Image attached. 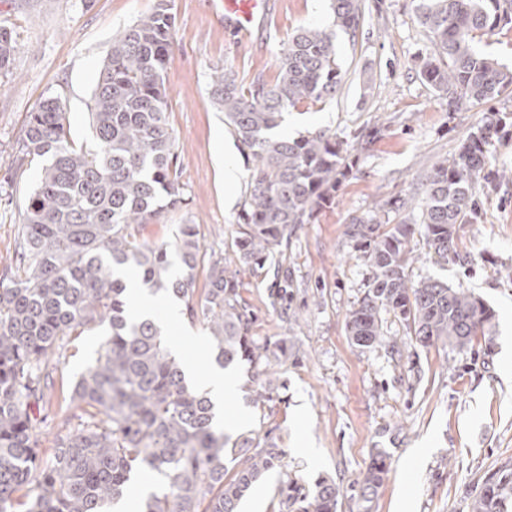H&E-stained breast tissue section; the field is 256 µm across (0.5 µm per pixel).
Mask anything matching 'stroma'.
<instances>
[{
  "label": "stroma",
  "mask_w": 512,
  "mask_h": 512,
  "mask_svg": "<svg viewBox=\"0 0 512 512\" xmlns=\"http://www.w3.org/2000/svg\"><path fill=\"white\" fill-rule=\"evenodd\" d=\"M174 44L166 71L168 120L175 131L183 204L144 224L139 237L170 244L181 224L197 225L207 253L233 258L237 219L253 166L243 155L224 115L213 105L215 69L233 70L239 83L274 82L277 58L296 29L332 25L329 0H273L272 14L251 37L237 40L224 23L221 0H173ZM155 0H0V26L21 47L10 71H0V280L12 276L25 202L42 168L40 159L15 168L30 112L48 97L62 99L75 144L91 140L89 104L97 72L113 36L150 13ZM355 33H338L342 84L324 104L302 102L288 115L294 136L323 129L351 143L379 129L336 191L332 205L313 223L294 230L287 246L241 279V302L256 318L254 335L289 337L288 357L276 369L285 385L257 406L248 394L257 369L230 367L236 392L224 402L225 431L270 436L284 452L281 468L254 484L242 512H281L278 490L287 479L310 484L325 477L342 488L337 512H359L355 483L374 450L390 457V471L373 512H469L482 478L512 459V138L491 152L505 179L481 196L484 218L458 231L460 252L471 261L428 258L421 237L412 280L427 277L468 288L496 313L489 334L473 345L424 347L406 323L382 312L386 347L362 349L346 331L349 310L362 296L370 272L357 260L345 234L351 216L376 204L412 195L421 175L452 156L480 122L478 110L449 112L419 77L434 52L410 0H361ZM232 153L238 180L224 186V155ZM292 271L291 314L272 306L273 267ZM106 329L89 326L68 339L53 373L52 398L33 425L50 461L56 434L79 424L66 398L94 362Z\"/></svg>",
  "instance_id": "35a3bbf8"
}]
</instances>
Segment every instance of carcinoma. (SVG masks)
<instances>
[{
	"label": "carcinoma",
	"mask_w": 512,
	"mask_h": 512,
	"mask_svg": "<svg viewBox=\"0 0 512 512\" xmlns=\"http://www.w3.org/2000/svg\"><path fill=\"white\" fill-rule=\"evenodd\" d=\"M411 6L436 48L421 76L448 111L467 104L483 116L458 151L420 179L418 219L384 228L388 211L407 207L403 199L387 203V211L350 218L345 235L371 277L346 325L355 345L372 348L382 342L386 310L420 345L463 349L486 335L495 312L467 288L412 281L409 242L418 233L438 259L469 263L457 250L458 229L481 219L479 193L500 178L489 146L512 136V115L491 106L512 98V69L478 52L474 40L512 24V0H411ZM331 8L339 30L358 27L360 0H331ZM174 27L172 0H156L149 14L112 37L91 95L90 144L74 146L58 96L26 123L17 167L29 157L44 166L24 207L15 274L0 280V512H12L20 492L25 512H107L127 496L139 470L151 473L154 488L139 512H240L254 483L282 466L284 453L272 439L232 440L218 428L213 402L188 381L159 321L130 316L129 276L152 296L162 291L184 300L190 319L206 325L220 366L280 361L290 340L252 334L254 316L239 302L241 273L264 265L297 225L334 202L378 130L349 149L325 130L276 134L289 108L336 96L342 69L334 31L296 30L281 49L272 85L258 80L246 89L232 71L216 70L211 100L254 171L233 241L235 266L213 261L194 298L197 225H179L171 247L138 239L139 226L183 202L164 81ZM17 50L11 30L1 26V71ZM105 323L111 333L70 394L88 419L55 441L44 465L32 408L44 401L57 352L71 333ZM277 388L278 379L265 375L252 402L272 400ZM389 468L386 452L375 451L357 481L362 512H371ZM280 495L285 512H337L341 487L327 478L311 486L289 480ZM470 512H512L511 460L485 476Z\"/></svg>",
	"instance_id": "carcinoma-1"
}]
</instances>
